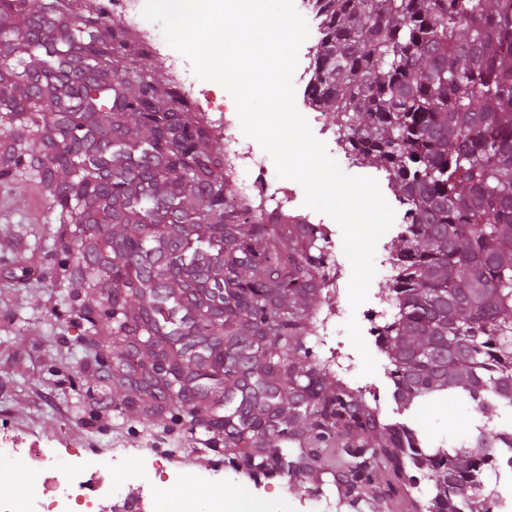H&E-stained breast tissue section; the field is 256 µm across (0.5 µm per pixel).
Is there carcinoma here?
<instances>
[{
	"mask_svg": "<svg viewBox=\"0 0 512 512\" xmlns=\"http://www.w3.org/2000/svg\"><path fill=\"white\" fill-rule=\"evenodd\" d=\"M320 18L309 104L332 114L352 156L387 173L405 207L390 288L395 309L383 327L393 396L406 409L422 397L469 401L484 413L512 410V0H308ZM96 18H82L88 40L48 46L43 86L53 110L38 101L0 103L19 120L36 115L51 131L84 107L85 141L73 150L44 141L52 164L68 167L85 157L72 181L42 176L61 201L93 204L90 244L124 249L109 239V225L142 215L143 239L127 267L97 269L112 288V333L154 344L176 372L160 392L149 388L156 409L179 410L182 393L198 394L196 422L217 435L255 470L297 477L312 470L318 449L343 456L346 493H375L389 501L434 482L425 512H493L495 491L484 474L512 450V427L477 429L458 448H427L404 424H382L377 413L338 382L328 391L322 373L295 370V338L315 333L314 310L285 307L323 264L305 251L290 256L273 248L265 224H244L245 207L228 202L231 187L211 178V155L191 124L176 122L177 99L144 73L112 92L98 80L74 87L64 73L84 45L104 54L98 76L109 70L112 34ZM138 113L151 137L137 158L126 142L105 149L112 110ZM22 162L19 146L0 151V173ZM189 194L208 198L194 218L180 204ZM174 215L169 235L176 247L165 260L151 247L154 215ZM211 226L191 240L193 223ZM257 275H242L244 265ZM137 312L125 310L127 299ZM222 322L224 334L211 326ZM163 404H158V401ZM306 425L307 446L288 454L258 453ZM414 469L419 475L408 474Z\"/></svg>",
	"mask_w": 512,
	"mask_h": 512,
	"instance_id": "1",
	"label": "carcinoma"
}]
</instances>
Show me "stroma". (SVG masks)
Returning <instances> with one entry per match:
<instances>
[{
  "instance_id": "35a3bbf8",
  "label": "stroma",
  "mask_w": 512,
  "mask_h": 512,
  "mask_svg": "<svg viewBox=\"0 0 512 512\" xmlns=\"http://www.w3.org/2000/svg\"><path fill=\"white\" fill-rule=\"evenodd\" d=\"M63 2L65 21L79 19L90 9L105 29L116 34L123 44L118 64L126 75L141 71L157 87H174L165 60L173 52L171 46L154 53L138 33L120 25L109 0ZM199 86L207 91L212 112L186 102L182 114L193 123L201 145L217 153L220 135L211 123L212 113L234 107L235 102L216 82L203 80ZM21 149L25 164L0 175V434L12 438L17 447L44 449L61 470L70 453L80 451L107 478L112 475L110 458L121 455L126 477L116 485L118 497L148 503L151 512H165L166 492L177 485L172 476L176 470L201 482L223 473L238 493L234 512H247L251 505L260 512H390L385 500L353 501L338 490L332 474L337 466L334 455H326L323 467L295 480L261 473L249 476L237 470L235 458L223 445L198 453L192 446L194 428L188 417L174 419L144 407L137 387L113 374L106 360L107 355L126 352L128 339L101 337L108 320L90 317L99 307V288L71 285L69 274L81 257L71 249L70 233L59 226L61 207L51 186L29 165L43 156L32 129L23 132ZM341 168L353 176L376 179L384 198L395 206V219L377 244V273L368 299L354 309L348 297L352 269L343 253L341 229L332 218L322 216L319 229L330 234L338 267L333 278L313 280L296 297L297 306L316 308L328 326L307 339V350L299 355L302 365L324 369L328 387L344 383L377 409L381 423L407 424L432 448L458 445L483 424L492 429L512 424L510 414L499 410L483 414L459 401L421 399L411 409L399 408L393 398L390 362L369 335L367 316L390 299L393 245L405 209L397 205L384 172L348 162ZM352 318L366 334L367 347L377 361L375 374L361 373V357L346 330Z\"/></svg>"
}]
</instances>
